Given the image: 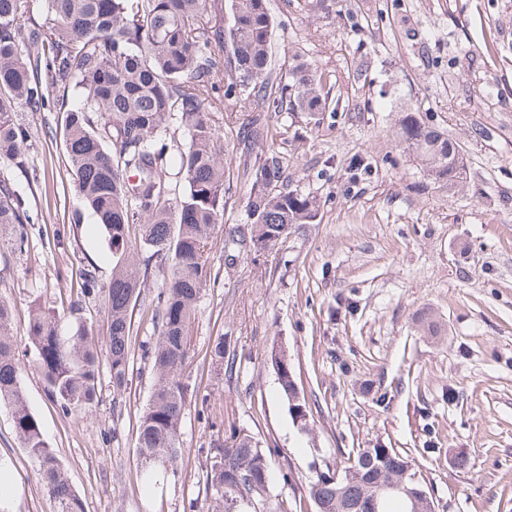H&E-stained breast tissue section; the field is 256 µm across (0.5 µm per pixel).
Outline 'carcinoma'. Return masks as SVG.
Listing matches in <instances>:
<instances>
[{
    "label": "carcinoma",
    "mask_w": 512,
    "mask_h": 512,
    "mask_svg": "<svg viewBox=\"0 0 512 512\" xmlns=\"http://www.w3.org/2000/svg\"><path fill=\"white\" fill-rule=\"evenodd\" d=\"M218 0H44L47 19L30 10V0H0V161L24 167L31 138L16 108L46 109L41 85L55 92L73 191L105 231L112 248V278L100 284L96 268L80 270L81 299L103 297L108 321L107 364L112 390L126 392L135 363L132 314L152 309L157 336L139 345L140 358L155 375L148 403L135 426V447L145 484L157 482L158 463L183 459L180 423L188 384L183 369L190 328L211 277L209 255L215 226L222 223L226 182L236 178L249 189V235L236 228L225 242L255 260L292 230L314 224L317 198L288 189L287 159L265 149L267 113L304 112L307 121L326 111L322 75L299 62L286 74L270 67L273 19L268 0H229L231 23L224 26ZM226 72L232 82L220 84ZM233 101L227 126L245 149L233 173L224 163V143L214 114ZM183 139L169 133L170 123ZM395 137L429 176L456 189L465 172L457 144L425 124L416 112L397 120ZM30 216L19 195L0 184V243L22 251ZM141 230L151 251L144 260L130 239ZM164 270L165 287L144 292L150 261ZM59 315L37 306L24 340L32 365L71 415L93 407L100 384L95 336L86 323L72 336L60 335ZM279 384L290 398L295 384L290 361L271 357ZM26 367L9 307L0 303V406L10 409L18 440L35 463L58 512H84L79 494L47 443L39 418L21 386ZM276 449L255 436L236 432L207 451L206 478L214 510L250 512L242 501L277 512L270 502V458ZM312 500L327 512H342L343 495L330 473L308 480Z\"/></svg>",
    "instance_id": "cac0c4a2"
}]
</instances>
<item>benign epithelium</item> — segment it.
<instances>
[{
	"label": "benign epithelium",
	"instance_id": "7a95c632",
	"mask_svg": "<svg viewBox=\"0 0 512 512\" xmlns=\"http://www.w3.org/2000/svg\"><path fill=\"white\" fill-rule=\"evenodd\" d=\"M384 467L381 476L372 481L368 496L358 500L351 506L355 512H382L384 502L392 496H403L407 499L411 512H436V501L430 487L413 472L412 464L408 461L390 462L385 457L378 459ZM330 476L339 485L353 483L363 476V471L357 464L346 469L330 472Z\"/></svg>",
	"mask_w": 512,
	"mask_h": 512
}]
</instances>
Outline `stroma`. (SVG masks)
Here are the masks:
<instances>
[{
    "instance_id": "obj_1",
    "label": "stroma",
    "mask_w": 512,
    "mask_h": 512,
    "mask_svg": "<svg viewBox=\"0 0 512 512\" xmlns=\"http://www.w3.org/2000/svg\"><path fill=\"white\" fill-rule=\"evenodd\" d=\"M272 65L296 59L326 80L320 126L304 113L270 115L268 148L288 160V187L317 196L318 223L302 226L258 261L224 263L226 228L246 229L247 186L231 182L216 225L208 284L184 366L180 426L185 464L144 488L133 427L154 379L134 365L122 404L108 370L86 416H66L38 372L21 383L28 405L84 503V512H207L206 451L217 435L251 432L276 448L271 494L283 512H316L302 480L361 448L405 452L438 512H512V0H268ZM456 142L466 166L456 190L427 176L392 136L399 112ZM31 139L24 168L0 165L34 222L23 252L0 248V302L24 333L33 302L107 335L102 299L80 316L78 270L112 276V250L81 210L66 170L61 113L20 115ZM371 163L351 179L352 157ZM68 225L64 239L55 228ZM230 339L232 373L213 364ZM284 349L311 417L294 423L271 364ZM464 450L467 468L449 457ZM5 512H56L0 408Z\"/></svg>"
}]
</instances>
